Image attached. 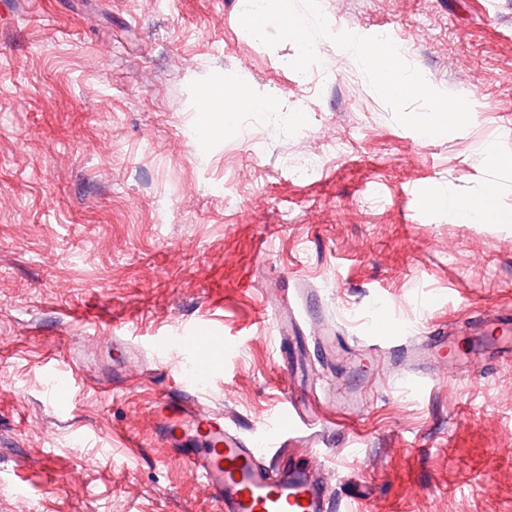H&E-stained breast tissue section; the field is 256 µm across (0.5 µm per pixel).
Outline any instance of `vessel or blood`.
Masks as SVG:
<instances>
[{"label":"vessel or blood","instance_id":"1","mask_svg":"<svg viewBox=\"0 0 512 512\" xmlns=\"http://www.w3.org/2000/svg\"><path fill=\"white\" fill-rule=\"evenodd\" d=\"M496 321L498 331L477 337L475 343L492 349L504 347L512 353V320L500 315ZM449 346L442 330L424 337L418 346L397 348L396 355L402 361H417ZM225 349L222 331L206 323L186 328L181 339L182 352L194 357L197 375L206 378L213 374V363L223 361ZM49 370L57 378L50 399L56 405H67L74 375L56 363ZM313 424L309 413L285 401L272 420L274 438L279 442L301 439ZM154 432L205 484L218 512H327L326 488L316 470L275 468L257 442L241 438L225 424L223 415L186 396L184 387L159 395Z\"/></svg>","mask_w":512,"mask_h":512}]
</instances>
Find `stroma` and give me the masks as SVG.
Listing matches in <instances>:
<instances>
[{"instance_id": "35a3bbf8", "label": "stroma", "mask_w": 512, "mask_h": 512, "mask_svg": "<svg viewBox=\"0 0 512 512\" xmlns=\"http://www.w3.org/2000/svg\"><path fill=\"white\" fill-rule=\"evenodd\" d=\"M333 32L390 34L434 89L465 97L468 127L399 125L354 55L320 37L324 86L298 49L241 23L243 0H11L0 5V512H217L154 434L170 379L154 341L193 322L232 347L196 392L261 438L293 392L340 420L277 449L326 480L333 512H512V360L399 364L371 346L390 321L406 343L512 312V223L464 224L428 205L496 189L512 216V0H319ZM267 101L203 139L221 113L202 91ZM353 149L310 176L328 141ZM364 361L328 363L322 323ZM79 379L67 406L49 357ZM119 376L124 389L101 386ZM358 423V431L344 419Z\"/></svg>"}]
</instances>
